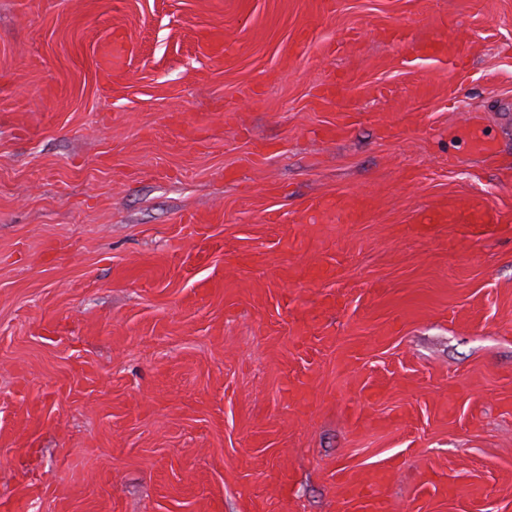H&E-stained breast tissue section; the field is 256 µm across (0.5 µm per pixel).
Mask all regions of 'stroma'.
Listing matches in <instances>:
<instances>
[{"instance_id":"1","label":"stroma","mask_w":512,"mask_h":512,"mask_svg":"<svg viewBox=\"0 0 512 512\" xmlns=\"http://www.w3.org/2000/svg\"><path fill=\"white\" fill-rule=\"evenodd\" d=\"M471 195L512 0H0V503L512 512V239L405 231ZM456 129L465 139L473 155L484 159L492 158L495 152L494 140L487 136L480 126L471 123L469 120H464L456 126ZM389 468L384 467L370 486H365L352 475L345 476L340 486L342 492L341 507L350 512H383L384 488L388 479Z\"/></svg>"}]
</instances>
